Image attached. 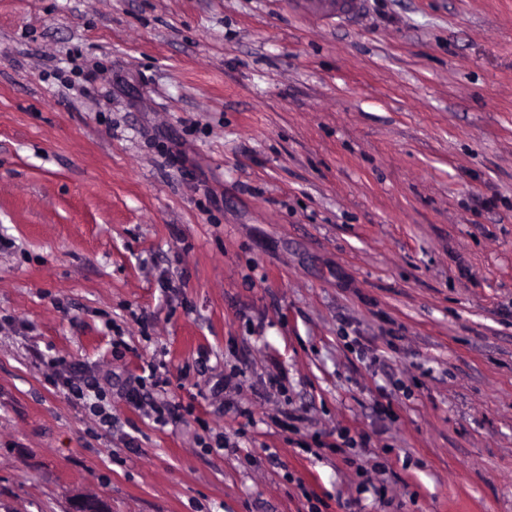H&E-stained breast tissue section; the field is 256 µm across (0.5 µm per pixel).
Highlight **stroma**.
Returning a JSON list of instances; mask_svg holds the SVG:
<instances>
[{
  "label": "stroma",
  "instance_id": "stroma-1",
  "mask_svg": "<svg viewBox=\"0 0 512 512\" xmlns=\"http://www.w3.org/2000/svg\"><path fill=\"white\" fill-rule=\"evenodd\" d=\"M4 239L0 512H512V0H0ZM363 0H296L305 13L336 21L347 20L359 13ZM41 363L53 370L50 376L51 382L60 388L63 394L71 402L81 401L83 406L99 421L108 427H112V414L108 412L107 393L101 386L99 379L91 374V371L79 364H67L63 359L57 357H46L43 354L37 355ZM93 400L90 402V400ZM167 364L165 360H153L147 362L146 366L142 367L143 374L148 371V375H138L122 385L119 395L124 401L139 410H143L144 414L151 418L156 425L166 426L181 417V410L184 407L180 402L163 398H158L154 394L159 395L158 388H164L168 384V379L165 377L167 372ZM164 373H162V370Z\"/></svg>",
  "mask_w": 512,
  "mask_h": 512
}]
</instances>
